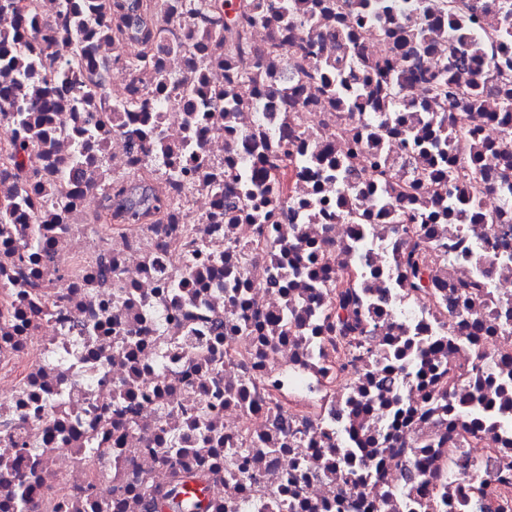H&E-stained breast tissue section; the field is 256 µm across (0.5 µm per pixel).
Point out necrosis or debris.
<instances>
[{"instance_id":"necrosis-or-debris-1","label":"necrosis or debris","mask_w":512,"mask_h":512,"mask_svg":"<svg viewBox=\"0 0 512 512\" xmlns=\"http://www.w3.org/2000/svg\"><path fill=\"white\" fill-rule=\"evenodd\" d=\"M34 2L75 69L25 170L9 159L25 125L0 101V512H158L177 466L203 476L208 512H512L497 54L463 143L491 146L465 202L419 154L439 110L406 80L447 38L394 59L393 95L420 111L358 114L294 62L308 37L310 69L335 57L336 14L256 23L258 75L237 79L216 43L185 37L188 3L209 0L113 12L88 69L65 0ZM194 68L207 93L189 112ZM161 75L177 79L162 94ZM357 146L385 182L331 176ZM418 170L429 188L404 198ZM145 174L158 213L91 223Z\"/></svg>"}]
</instances>
